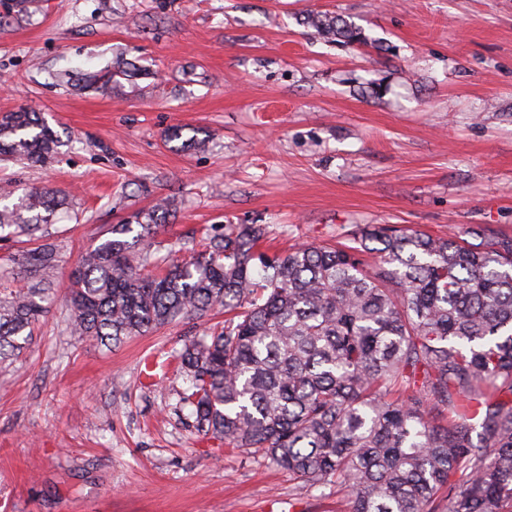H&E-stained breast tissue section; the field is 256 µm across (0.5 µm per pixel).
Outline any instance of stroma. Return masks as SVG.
I'll list each match as a JSON object with an SVG mask.
<instances>
[{
  "mask_svg": "<svg viewBox=\"0 0 512 512\" xmlns=\"http://www.w3.org/2000/svg\"><path fill=\"white\" fill-rule=\"evenodd\" d=\"M0 0V113L41 114L56 285L159 203L185 259L228 224L274 253L364 225L512 234V0ZM339 14L366 46L308 22ZM203 140L202 148L184 139ZM206 316L106 347L64 299L0 360V512H334L335 495L195 431L177 355Z\"/></svg>",
  "mask_w": 512,
  "mask_h": 512,
  "instance_id": "1",
  "label": "stroma"
}]
</instances>
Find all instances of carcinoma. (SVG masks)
Instances as JSON below:
<instances>
[{
    "label": "carcinoma",
    "mask_w": 512,
    "mask_h": 512,
    "mask_svg": "<svg viewBox=\"0 0 512 512\" xmlns=\"http://www.w3.org/2000/svg\"><path fill=\"white\" fill-rule=\"evenodd\" d=\"M310 24L367 43L338 16ZM60 146L38 113L0 114L1 161L44 164ZM63 202L35 188L0 207V241L13 226L42 241L23 257L29 286L0 297V359L53 303ZM161 227L112 225L76 261L67 303L76 334L103 345L230 315L178 354L198 434L336 489V512H512V236L374 226L356 246L270 257L266 225L227 224L179 262L153 249Z\"/></svg>",
    "instance_id": "obj_1"
}]
</instances>
